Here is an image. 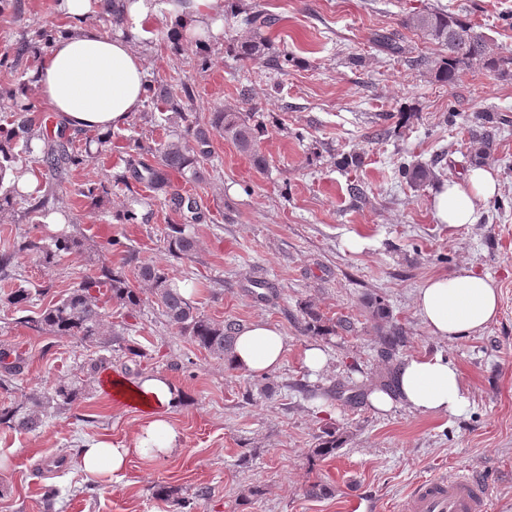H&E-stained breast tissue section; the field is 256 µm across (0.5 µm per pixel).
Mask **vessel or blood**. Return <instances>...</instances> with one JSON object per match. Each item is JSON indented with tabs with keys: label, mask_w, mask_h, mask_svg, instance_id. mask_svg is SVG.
<instances>
[{
	"label": "vessel or blood",
	"mask_w": 512,
	"mask_h": 512,
	"mask_svg": "<svg viewBox=\"0 0 512 512\" xmlns=\"http://www.w3.org/2000/svg\"><path fill=\"white\" fill-rule=\"evenodd\" d=\"M396 512H489L482 477L470 470L422 479L395 504Z\"/></svg>",
	"instance_id": "vessel-or-blood-1"
}]
</instances>
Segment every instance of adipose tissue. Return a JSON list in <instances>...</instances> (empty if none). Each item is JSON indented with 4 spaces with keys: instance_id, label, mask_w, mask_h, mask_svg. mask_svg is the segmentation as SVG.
<instances>
[{
    "instance_id": "adipose-tissue-1",
    "label": "adipose tissue",
    "mask_w": 512,
    "mask_h": 512,
    "mask_svg": "<svg viewBox=\"0 0 512 512\" xmlns=\"http://www.w3.org/2000/svg\"><path fill=\"white\" fill-rule=\"evenodd\" d=\"M97 0H59L63 19L74 22L67 36L57 40L33 74L40 97L70 130L107 133L124 125L143 105L147 78L143 56L135 43L145 22L155 16V0H125L124 29L118 33L91 24ZM224 0H183L164 18L177 35L189 32L218 34ZM499 182L486 168L472 169L465 183L451 180L437 185L432 207L439 223L461 228L477 223V204L492 197ZM415 308L431 335L452 341L481 333L499 315L497 282L490 275L462 266L449 275L429 278L415 294ZM288 352V339L264 319L244 325L231 353L234 369L263 375L279 367ZM131 391L146 412V422L131 443L93 441L79 452L81 469L95 478L123 473L130 455L171 454L179 434L170 421L172 411L185 400L182 389L167 376L149 374ZM368 400L376 411L401 403L427 416L461 414L467 406L462 376L440 354L401 359L392 389L374 388Z\"/></svg>"
}]
</instances>
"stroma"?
Segmentation results:
<instances>
[{"label":"stroma","instance_id":"35a3bbf8","mask_svg":"<svg viewBox=\"0 0 512 512\" xmlns=\"http://www.w3.org/2000/svg\"><path fill=\"white\" fill-rule=\"evenodd\" d=\"M25 13L0 14V55L10 50L26 24L57 21L56 0H23ZM277 17L268 32L274 53L288 54L284 70L266 58L240 61L228 46L252 38L242 19L223 17L212 41L207 71H182L194 96L189 121L206 123L220 107L252 106L266 132L257 150L264 169L222 133L211 132L212 157L195 191L209 222L192 225V258L172 257L167 227L181 218L168 200L139 206L137 224L116 214L130 194L119 190L93 209L82 201L83 184L123 169L115 157L93 160L58 189L65 215L31 224L22 215L0 221V249L29 237L50 241L67 230L83 242L53 269L32 255L17 257L20 279L38 295L27 310L0 309V350L25 361L20 392L43 391L59 377L76 379L98 347L70 336L34 329L42 309L80 278L124 255L111 248L121 239L139 260L166 269L191 286L199 312L214 320L241 323L263 318L288 338L282 365L260 377L229 368L172 329L157 310L110 306L111 321L131 328L143 351L137 367L125 370L113 358L111 374L136 382L147 373L167 375L188 402L171 421L181 435L179 449L163 459L132 456L123 478L89 477L79 467L83 443L105 437L130 442L145 419L133 403L114 401L100 379L85 383V395L71 409L45 419L32 433L0 427V512H43L47 490H55L56 512H173L171 501L155 497L164 484L178 497L207 485L214 493L194 512H388L423 477L455 469L482 475L490 512H512V123L497 130L482 149L470 117L493 108L512 116V75L489 73L481 64L466 69L453 86L434 78L444 47L405 28L404 19L424 10L460 15L482 32L492 55H512V0H240ZM151 41L139 42L148 76L165 80L177 59L163 37L162 18H153ZM394 34L402 51L390 54L373 42L375 33ZM425 57V67L415 66ZM414 107L416 117L399 124L398 112ZM115 137L142 138L137 164L154 165L157 143L167 130L133 114L114 129ZM357 153L359 166L338 167L340 155ZM435 167L440 180L464 181L472 166L491 169L497 195L478 202L477 223L451 229L432 209L433 185L415 189L399 175L400 162ZM364 194L355 198L349 185ZM363 239L350 250L351 237ZM463 265L490 274L501 288V312L482 333L448 342L432 336L415 305L428 277ZM269 282L265 294L254 279ZM383 301L392 322L406 330L403 356L439 353L462 374L469 406L463 414L426 416L397 404L386 413L368 403L351 404L332 394L342 384L369 393L385 369L377 348L374 301ZM326 317L349 319L348 332L306 336L299 329L304 307ZM322 347L327 364L318 374L303 365V353ZM318 389L313 399L294 389ZM326 431L343 434L335 455L312 450ZM324 484L327 496L308 493Z\"/></svg>","mask_w":512,"mask_h":512}]
</instances>
